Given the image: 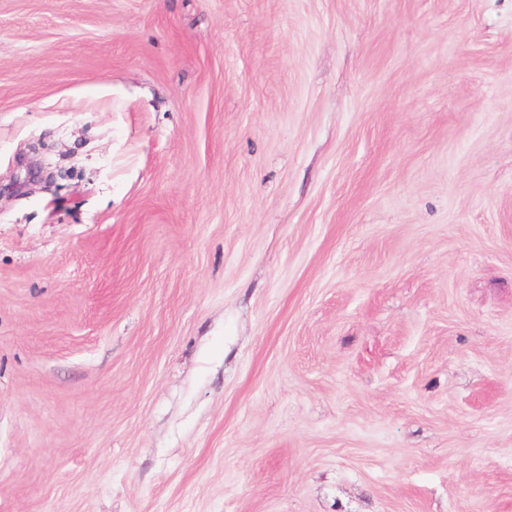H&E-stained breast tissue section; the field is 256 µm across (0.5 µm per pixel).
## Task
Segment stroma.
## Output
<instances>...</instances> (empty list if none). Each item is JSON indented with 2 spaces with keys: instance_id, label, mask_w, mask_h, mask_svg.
<instances>
[{
  "instance_id": "35a3bbf8",
  "label": "stroma",
  "mask_w": 512,
  "mask_h": 512,
  "mask_svg": "<svg viewBox=\"0 0 512 512\" xmlns=\"http://www.w3.org/2000/svg\"><path fill=\"white\" fill-rule=\"evenodd\" d=\"M0 512H512V0H0Z\"/></svg>"
}]
</instances>
